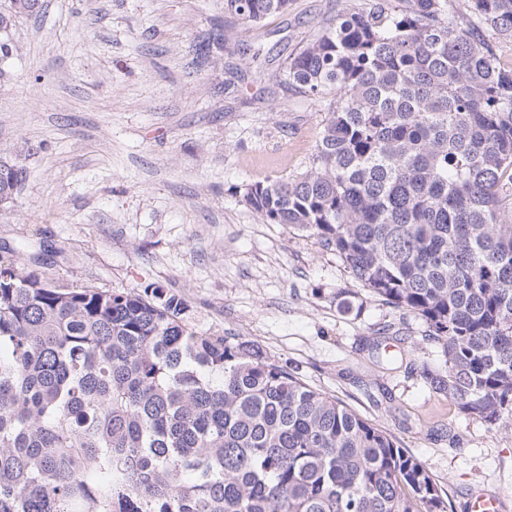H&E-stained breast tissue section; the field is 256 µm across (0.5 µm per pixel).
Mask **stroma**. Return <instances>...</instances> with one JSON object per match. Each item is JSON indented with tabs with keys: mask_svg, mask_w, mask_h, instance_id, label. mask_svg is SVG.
I'll return each mask as SVG.
<instances>
[{
	"mask_svg": "<svg viewBox=\"0 0 512 512\" xmlns=\"http://www.w3.org/2000/svg\"><path fill=\"white\" fill-rule=\"evenodd\" d=\"M355 0H292L257 25L223 0H43L0 77V157L27 177L0 211V246L47 276L185 295L202 335L240 336L393 435L469 512H512V419L491 426L433 390L424 324L359 290L308 234L262 223L243 189L306 171L326 110L279 82L323 20ZM396 339L375 351L384 325Z\"/></svg>",
	"mask_w": 512,
	"mask_h": 512,
	"instance_id": "stroma-1",
	"label": "stroma"
}]
</instances>
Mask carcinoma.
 <instances>
[{
  "label": "carcinoma",
  "mask_w": 512,
  "mask_h": 512,
  "mask_svg": "<svg viewBox=\"0 0 512 512\" xmlns=\"http://www.w3.org/2000/svg\"><path fill=\"white\" fill-rule=\"evenodd\" d=\"M291 0H224L246 25ZM42 0H0V61ZM512 0H367L288 57L325 103L311 166L254 181L266 224L336 252L426 325V382L490 425L512 416ZM26 179L0 160V203ZM343 313L361 311L340 290ZM158 283L116 291L0 254V512H447L391 434L239 336L198 334ZM483 37L494 48L499 64L504 68L512 67V39L499 36L492 30H484Z\"/></svg>",
  "instance_id": "1"
}]
</instances>
